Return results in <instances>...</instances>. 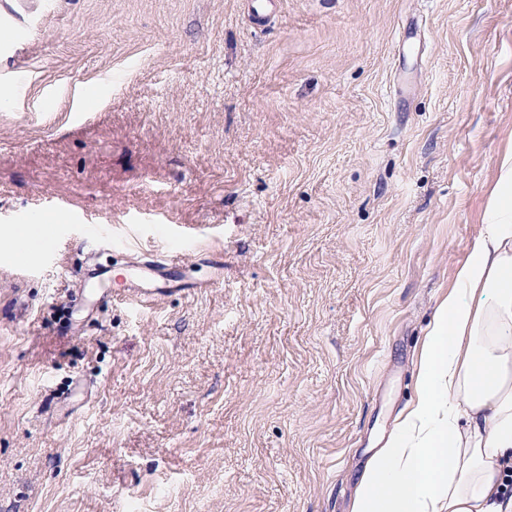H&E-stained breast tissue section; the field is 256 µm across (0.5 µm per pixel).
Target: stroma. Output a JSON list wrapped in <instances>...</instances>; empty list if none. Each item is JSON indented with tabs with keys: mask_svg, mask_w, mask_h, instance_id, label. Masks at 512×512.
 <instances>
[{
	"mask_svg": "<svg viewBox=\"0 0 512 512\" xmlns=\"http://www.w3.org/2000/svg\"><path fill=\"white\" fill-rule=\"evenodd\" d=\"M1 29L32 259L0 245V512H352L512 148V0H0ZM152 249L142 308L116 278ZM94 264L109 299L71 309ZM176 257V253H168L166 255L144 254L141 256V262L136 266L130 267L128 270L140 274L160 275L162 271L176 266L178 262Z\"/></svg>",
	"mask_w": 512,
	"mask_h": 512,
	"instance_id": "stroma-1",
	"label": "stroma"
}]
</instances>
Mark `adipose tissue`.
I'll return each mask as SVG.
<instances>
[{
    "mask_svg": "<svg viewBox=\"0 0 512 512\" xmlns=\"http://www.w3.org/2000/svg\"><path fill=\"white\" fill-rule=\"evenodd\" d=\"M416 393L365 470L353 512H512V152L427 326Z\"/></svg>",
    "mask_w": 512,
    "mask_h": 512,
    "instance_id": "obj_1",
    "label": "adipose tissue"
}]
</instances>
